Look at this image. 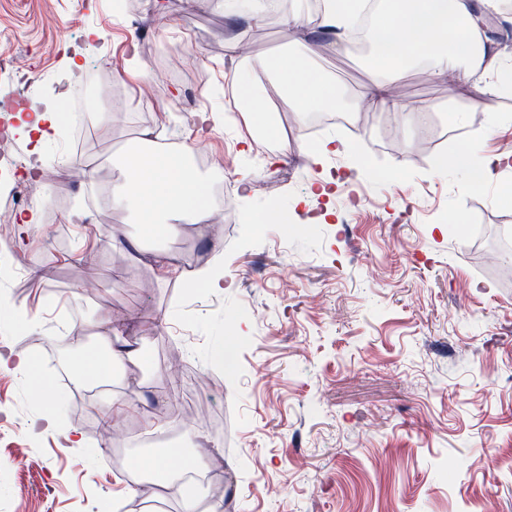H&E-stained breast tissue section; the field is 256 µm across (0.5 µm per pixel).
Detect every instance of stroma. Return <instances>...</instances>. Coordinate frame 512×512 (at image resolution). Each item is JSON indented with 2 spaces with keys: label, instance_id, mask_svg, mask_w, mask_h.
I'll use <instances>...</instances> for the list:
<instances>
[{
  "label": "stroma",
  "instance_id": "35a3bbf8",
  "mask_svg": "<svg viewBox=\"0 0 512 512\" xmlns=\"http://www.w3.org/2000/svg\"><path fill=\"white\" fill-rule=\"evenodd\" d=\"M133 2L119 21L110 0H0V61L29 58L41 110L64 84L83 86L90 63L112 84L85 115L82 152L67 139L34 147L8 122L15 150L45 176L37 232L0 258V295L37 323L1 327L0 355L37 359L49 388L0 364V512H182L180 493L153 492L151 472L134 467L177 446L223 479L215 498L194 487L201 512L217 500L224 512H512V206L496 185L468 191L465 169L438 165L452 140L512 156V100L420 64L395 83L399 109L363 112L366 51H334L332 35L284 23L308 0L255 19L223 0ZM276 56L303 58L335 85L350 123L318 137L358 157L309 158L295 99L259 66ZM154 67L168 136L197 138L174 127L177 113L222 116L210 151L235 169L223 224L166 241L180 273L165 282L147 254L111 245L113 228L130 225L111 192L124 155L144 148ZM243 75L278 116L280 163L241 149L254 128L235 91ZM496 117L501 129L483 139ZM329 177L330 202L317 193ZM86 251L97 264L84 271ZM216 263L228 289L183 287ZM36 264L47 280L28 276ZM113 319L143 354L112 382L128 409L106 427L105 402L72 380L84 349L107 347L99 324ZM148 411L161 418L152 432ZM67 428L83 447H63Z\"/></svg>",
  "mask_w": 512,
  "mask_h": 512
}]
</instances>
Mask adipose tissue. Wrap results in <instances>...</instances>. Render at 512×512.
Wrapping results in <instances>:
<instances>
[{"label": "adipose tissue", "instance_id": "adipose-tissue-1", "mask_svg": "<svg viewBox=\"0 0 512 512\" xmlns=\"http://www.w3.org/2000/svg\"><path fill=\"white\" fill-rule=\"evenodd\" d=\"M373 23L380 36L371 45V79L361 93L362 102L371 108L390 107L388 89L411 63L420 59L431 61L437 74L447 70L449 61H456L467 78L479 72L469 65V56L487 60V67L480 72L488 78L503 66L477 21L472 19L469 0H387L385 7L374 14ZM262 66L285 80L300 112L306 114L335 105V88L297 58L268 59ZM162 137V132L144 130L141 139L148 145V152L127 160L124 190L115 195L114 201L133 210L140 234L130 237L113 233V247L142 252L143 241L157 242L179 233L182 225L202 223L209 214L211 204L203 197V181L187 164L184 153L159 148ZM456 155L478 162L476 177L468 181V188L482 189L512 174V160L482 155L478 143L460 147ZM102 333L111 337L112 344L104 354L85 352L82 371L74 379L76 387L110 379L116 367L138 354L117 327L103 324Z\"/></svg>", "mask_w": 512, "mask_h": 512}]
</instances>
